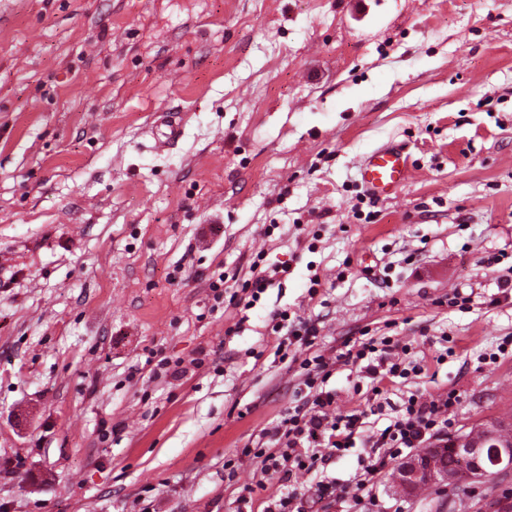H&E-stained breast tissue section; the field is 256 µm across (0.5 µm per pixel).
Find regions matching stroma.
Masks as SVG:
<instances>
[{"instance_id": "obj_1", "label": "stroma", "mask_w": 512, "mask_h": 512, "mask_svg": "<svg viewBox=\"0 0 512 512\" xmlns=\"http://www.w3.org/2000/svg\"><path fill=\"white\" fill-rule=\"evenodd\" d=\"M391 140L409 176L362 200ZM257 259L288 278L214 296ZM510 277L512 0H0V512H238L300 399L283 311L366 429L451 389L448 434L512 415ZM366 336L408 371L379 396ZM373 493L325 512H484L512 474ZM359 180L375 199L396 194L409 172V155L403 144L389 141L366 154L357 165ZM288 315L286 312L276 314L271 319V332L280 336V342L278 344L279 351L284 348L288 350V347L294 346L298 350L309 351L313 345L314 340L318 336V329L316 325L310 321L299 322L297 326H289ZM286 329V332L282 334V331ZM349 342L346 341L344 343V347L350 348L341 354V358H345L347 361L353 360L354 363H365L360 365V371L365 373L366 377L370 378L373 384H377L373 386V391L376 395L383 392L379 385L385 378L393 382V378L406 375V369H400L398 344H391L390 340L385 341L383 339L381 342L382 348L378 349L373 339L361 342L358 345L356 342L350 345Z\"/></svg>"}]
</instances>
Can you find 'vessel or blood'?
I'll return each mask as SVG.
<instances>
[{"label":"vessel or blood","mask_w":512,"mask_h":512,"mask_svg":"<svg viewBox=\"0 0 512 512\" xmlns=\"http://www.w3.org/2000/svg\"><path fill=\"white\" fill-rule=\"evenodd\" d=\"M359 180L376 199L396 194L409 172V155L403 144L390 141L366 154L357 166Z\"/></svg>","instance_id":"1"}]
</instances>
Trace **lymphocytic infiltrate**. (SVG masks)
Masks as SVG:
<instances>
[{"label": "lymphocytic infiltrate", "instance_id": "obj_1", "mask_svg": "<svg viewBox=\"0 0 512 512\" xmlns=\"http://www.w3.org/2000/svg\"><path fill=\"white\" fill-rule=\"evenodd\" d=\"M287 320V313L274 315L271 331L279 336L281 348L293 346L308 353L301 362L305 371L303 402L268 430V448L253 452L252 480L243 484L239 495L243 503L249 502L254 488L263 485L270 473L309 474L344 456L355 447V436L364 425L365 411L337 413L334 394L319 385L329 375L330 364L323 355L310 353L318 336L316 325L304 321L291 326ZM344 358L359 363L361 372L376 384L404 374L398 347L388 341L379 346L371 341L351 345ZM458 402L454 390L435 399L410 395L385 428L368 435L370 452L355 477L356 491H372L391 462L439 438L449 425V410Z\"/></svg>", "mask_w": 512, "mask_h": 512}]
</instances>
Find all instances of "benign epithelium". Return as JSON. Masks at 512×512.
<instances>
[{"label":"benign epithelium","instance_id":"1","mask_svg":"<svg viewBox=\"0 0 512 512\" xmlns=\"http://www.w3.org/2000/svg\"><path fill=\"white\" fill-rule=\"evenodd\" d=\"M450 452L469 465V479L485 480L489 471L503 475L512 472V416L462 430L430 446L429 451L411 457L396 468L392 481L399 491H409L424 484H456L455 474L440 469L439 459Z\"/></svg>","mask_w":512,"mask_h":512}]
</instances>
